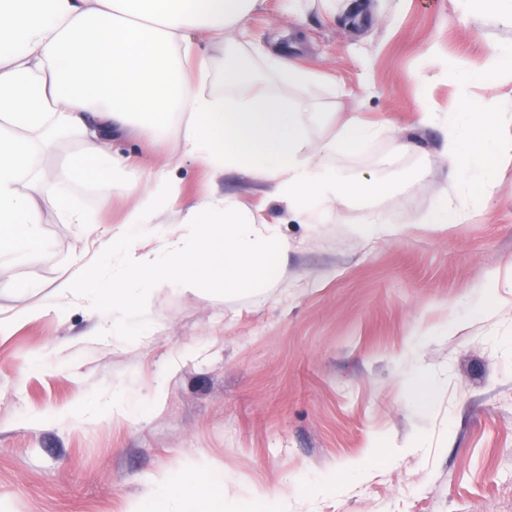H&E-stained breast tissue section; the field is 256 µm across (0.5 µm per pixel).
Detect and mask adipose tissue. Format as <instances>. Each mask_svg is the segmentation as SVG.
I'll list each match as a JSON object with an SVG mask.
<instances>
[{
	"label": "adipose tissue",
	"instance_id": "1",
	"mask_svg": "<svg viewBox=\"0 0 512 512\" xmlns=\"http://www.w3.org/2000/svg\"><path fill=\"white\" fill-rule=\"evenodd\" d=\"M261 0H0V256L25 260L46 254L37 232L34 192L23 184L39 177L40 139L63 137L79 156L61 168L60 182H86L101 196L125 187L138 203L123 228L102 241L123 268L103 286L93 262H79L58 284L72 303L115 310L142 306L153 289L173 286L202 294L245 292L267 286L285 243L228 197H203L179 210L195 227L166 252H143L127 227L155 224L170 211L176 185L166 168L128 175L113 152L120 137L151 141L183 128L187 156L220 173L233 168L267 184L287 201L301 223L322 224L330 202L397 193L412 201L410 182L348 179L308 156L307 121L316 119L311 90L318 75L267 54V68L297 89L286 99L247 80L235 61L225 65L228 94L205 92L207 48L236 41L240 24ZM499 100L488 93L463 99L447 125L448 162L468 181L444 187L430 206L428 224H456L466 215L455 199L467 189L490 198V173L512 156V140L497 138ZM383 131L351 116L321 145L324 154L351 151ZM199 459L155 475L128 512H224V484Z\"/></svg>",
	"mask_w": 512,
	"mask_h": 512
}]
</instances>
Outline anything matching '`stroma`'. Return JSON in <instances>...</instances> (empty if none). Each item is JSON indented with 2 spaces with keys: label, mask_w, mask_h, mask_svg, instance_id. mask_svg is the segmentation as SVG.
<instances>
[{
  "label": "stroma",
  "mask_w": 512,
  "mask_h": 512,
  "mask_svg": "<svg viewBox=\"0 0 512 512\" xmlns=\"http://www.w3.org/2000/svg\"><path fill=\"white\" fill-rule=\"evenodd\" d=\"M243 25L247 43L209 48L206 88L223 93L233 54L289 95L259 58L267 49L322 73L316 105L328 118L309 126L306 152L322 156L350 115L385 124L326 162L368 178L421 172L415 202L333 204L327 223L303 224L246 175L184 156L179 136L115 142L139 166H168L179 203L236 198L288 248L268 288H162L148 311L101 316L54 287L97 256L137 198L48 183L47 254L0 257V316L68 311L0 335V512H126L151 476L195 457L222 473L227 512L259 493L288 512H512V158L496 168L498 194L469 198L463 221L422 223L450 167L442 127L418 123L423 111H455L463 91L440 61L480 72L512 26L460 23L453 0H303L293 13L288 0H264ZM61 197L89 223H66ZM375 211L398 234L360 238L356 225ZM29 279L37 288L23 289ZM104 319L113 334L99 335ZM422 372L436 383L425 402L411 387ZM76 409L94 416L64 420Z\"/></svg>",
  "instance_id": "35a3bbf8"
}]
</instances>
